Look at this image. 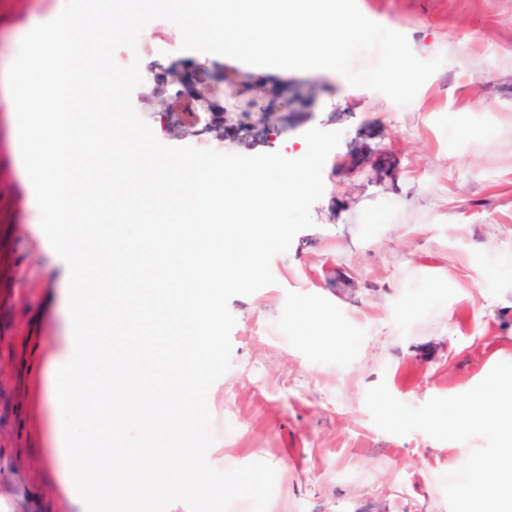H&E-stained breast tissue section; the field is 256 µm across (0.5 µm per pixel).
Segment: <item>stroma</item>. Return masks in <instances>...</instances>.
<instances>
[{"label": "stroma", "instance_id": "obj_1", "mask_svg": "<svg viewBox=\"0 0 512 512\" xmlns=\"http://www.w3.org/2000/svg\"><path fill=\"white\" fill-rule=\"evenodd\" d=\"M65 0H0V483L12 512H66L39 477L51 432L32 422L36 342L64 343L70 323L101 335L93 310H71L77 279L23 188L4 100L27 24ZM370 20L442 65L405 106L322 74L309 127L341 132L323 167L312 228L271 261L274 284L236 296L231 367L181 437L198 448L193 512H449L445 474L483 439L439 441L381 430L366 407L386 383L418 407L479 384L512 363V0H359ZM164 19L141 31L126 65L187 56ZM377 125L372 147L395 165L376 182L339 164ZM349 206L337 211L333 199ZM337 332L335 343L318 336Z\"/></svg>", "mask_w": 512, "mask_h": 512}]
</instances>
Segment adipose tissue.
<instances>
[{"instance_id":"obj_1","label":"adipose tissue","mask_w":512,"mask_h":512,"mask_svg":"<svg viewBox=\"0 0 512 512\" xmlns=\"http://www.w3.org/2000/svg\"><path fill=\"white\" fill-rule=\"evenodd\" d=\"M21 58L5 103L26 188L47 237L60 246L68 272L78 273L88 239L74 226L85 211L87 164L106 172L115 158L125 157L140 186L166 183V203L140 226L141 241L159 259L146 278L154 301L144 304L140 289H128L129 316L136 334L164 328L185 340L182 348L150 360L132 346L116 359L73 344L35 356L33 369L45 363L56 369L55 387L43 400L53 432L44 481L68 503L69 512H112L114 499L153 487H179L183 500H190L200 485L197 449L176 438L153 448L151 434L159 428L175 434L186 430L207 409L205 374L223 365L224 289L245 287L258 276L263 247L281 231L271 214L300 205L311 186L303 179L269 178L265 164L229 171L220 156L204 163L175 156L163 164L143 143L114 140L112 130L124 115L116 97L122 80L106 72L91 76L80 34L64 17L31 25ZM94 102L107 103L109 116L91 127L82 116ZM187 185L196 189L190 218L178 198ZM140 202L138 189L108 197L107 221L97 227L102 256L112 255L113 224L135 215ZM230 245L240 252L229 267L224 250ZM143 370L145 387L125 391L112 384L113 372ZM104 420L137 428L145 448L118 456L109 448L86 447L87 435Z\"/></svg>"}]
</instances>
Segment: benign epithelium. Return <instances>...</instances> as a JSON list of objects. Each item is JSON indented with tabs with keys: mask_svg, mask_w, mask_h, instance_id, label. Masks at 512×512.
Here are the masks:
<instances>
[{
	"mask_svg": "<svg viewBox=\"0 0 512 512\" xmlns=\"http://www.w3.org/2000/svg\"><path fill=\"white\" fill-rule=\"evenodd\" d=\"M142 78L148 87L142 100L150 118H159L166 128L186 127L194 136L211 135L249 150L270 145L294 129L301 118L312 115L316 104V83L311 80H266L257 99L255 92H243L241 79L233 78L225 67L211 70L189 60L155 61ZM263 106L272 111H259ZM373 136L369 129L358 134L343 164L353 172L369 167L380 182L390 176L391 164L385 153L369 150L366 139Z\"/></svg>",
	"mask_w": 512,
	"mask_h": 512,
	"instance_id": "1",
	"label": "benign epithelium"
}]
</instances>
